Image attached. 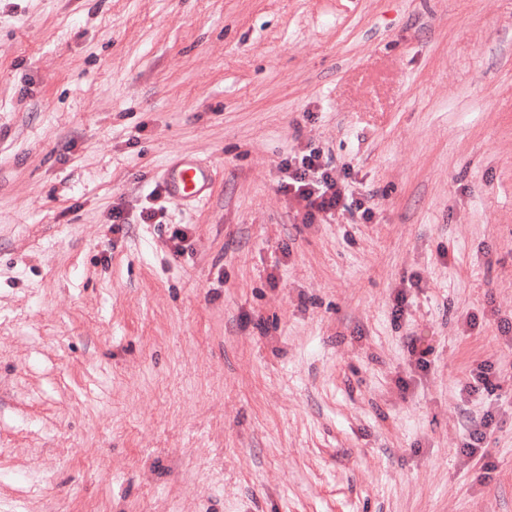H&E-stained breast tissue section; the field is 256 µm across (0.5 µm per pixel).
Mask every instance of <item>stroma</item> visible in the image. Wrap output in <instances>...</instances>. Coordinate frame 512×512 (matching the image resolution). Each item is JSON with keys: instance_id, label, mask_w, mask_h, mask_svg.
Returning <instances> with one entry per match:
<instances>
[{"instance_id": "1", "label": "stroma", "mask_w": 512, "mask_h": 512, "mask_svg": "<svg viewBox=\"0 0 512 512\" xmlns=\"http://www.w3.org/2000/svg\"><path fill=\"white\" fill-rule=\"evenodd\" d=\"M0 512H512V0H0ZM284 166L288 180L282 181L280 188L306 203L303 223L312 224L317 219L324 221L336 213L345 212L356 216L361 223L372 220L375 195L369 192L363 199L349 201L346 192L338 186L336 167L331 161H324L320 151L311 150L301 158H288ZM163 180L171 196H193L203 200L210 189L211 174L192 160H182L165 171Z\"/></svg>"}]
</instances>
